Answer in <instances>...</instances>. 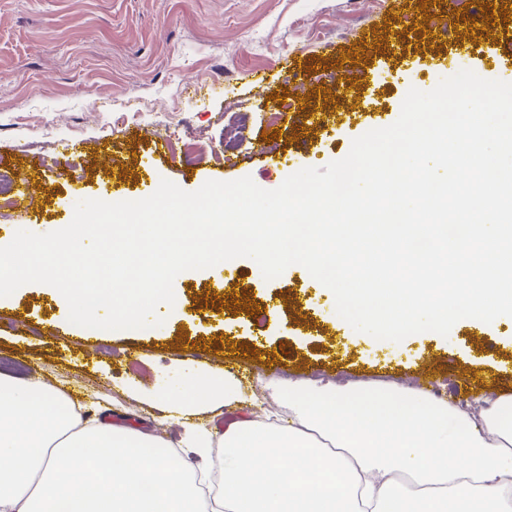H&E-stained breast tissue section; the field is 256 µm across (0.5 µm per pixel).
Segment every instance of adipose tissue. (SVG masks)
I'll return each instance as SVG.
<instances>
[{
    "instance_id": "ef3b65f1",
    "label": "adipose tissue",
    "mask_w": 512,
    "mask_h": 512,
    "mask_svg": "<svg viewBox=\"0 0 512 512\" xmlns=\"http://www.w3.org/2000/svg\"><path fill=\"white\" fill-rule=\"evenodd\" d=\"M295 405L283 424L193 436V464L1 373L0 512H512V397L461 408L398 389L374 403L323 386ZM216 445L232 459L208 499L200 481ZM291 456L309 469L284 466Z\"/></svg>"
}]
</instances>
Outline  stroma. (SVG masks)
<instances>
[{"label": "stroma", "mask_w": 512, "mask_h": 512, "mask_svg": "<svg viewBox=\"0 0 512 512\" xmlns=\"http://www.w3.org/2000/svg\"><path fill=\"white\" fill-rule=\"evenodd\" d=\"M397 0H0V175L46 177L49 191L22 213L0 199V238L46 234L72 221L76 203L144 199L167 179L185 191L252 177L279 187L306 167L344 158L354 138L392 125L409 86L432 89L462 67L487 80L512 73V52L470 31L463 52L364 55L391 24ZM299 67L282 70L284 56ZM359 58L365 114L335 121L309 140L304 122L271 118L280 97L321 96L338 61ZM265 77L264 93L253 82ZM247 122L224 149L233 113ZM199 139L212 153L184 159ZM167 144L154 151L156 141ZM114 162H98L104 142ZM183 309L158 307V326L103 330L72 324L56 297L31 283L0 302V373L59 388L91 416L179 442L212 433L219 418L288 412L299 382L355 383L359 401L388 396L387 381L443 398L475 393L474 369L512 366V321L458 320L448 335L377 340L344 328L326 287L300 265L264 279L251 259L186 270L174 281ZM261 304L245 315L239 299ZM212 309L191 317L199 300ZM195 374L229 378L238 402L185 417L175 389Z\"/></svg>", "instance_id": "obj_1"}]
</instances>
